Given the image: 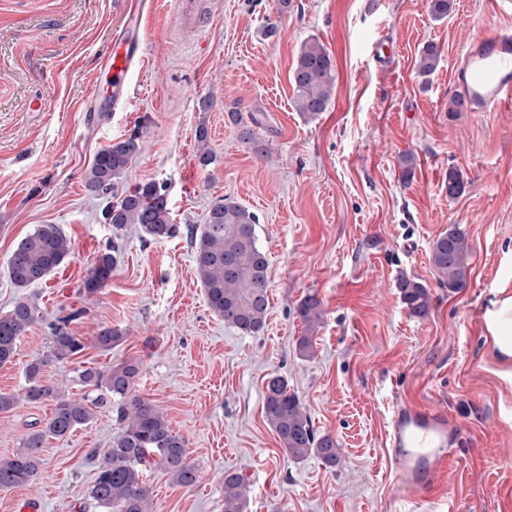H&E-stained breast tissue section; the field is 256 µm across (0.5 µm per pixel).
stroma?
<instances>
[{
    "label": "stroma",
    "instance_id": "35a3bbf8",
    "mask_svg": "<svg viewBox=\"0 0 512 512\" xmlns=\"http://www.w3.org/2000/svg\"><path fill=\"white\" fill-rule=\"evenodd\" d=\"M155 0L143 23L144 61L131 104L86 106L128 0H0V314L36 298L38 321L0 392L18 397L0 414V457L22 447L52 402L24 399V369L51 349V325L84 308L69 330L79 360L51 361L44 381L81 396L79 363L106 368L138 359L139 390L187 441L199 471L190 488L145 472L153 512H224V477L249 488L246 512H409L397 490L386 434L394 407L443 410L459 432L434 489V512H512V358L494 351L487 317L512 297V107L452 112V66L467 45L512 17L486 0H453L435 20L429 0ZM317 39L336 65L328 109L307 119L293 104L289 73L301 43ZM441 51L430 77L415 59ZM42 100L44 111L29 104ZM241 113L234 124L231 111ZM149 131L118 182L128 190L165 184L174 223L204 224L215 201L249 207L268 263L269 313L248 336L208 307L186 234L154 242L139 227L123 234L112 278L90 303L74 292L114 231L105 198L87 190L95 156ZM208 129L216 160L198 163L196 130ZM413 153L412 177L400 159ZM458 171L463 193L444 183ZM39 224L58 225L72 254L46 282L26 290L7 260ZM460 225L471 246L462 290L441 288L429 263L432 241ZM425 282L431 310L410 316L396 282ZM308 294L323 319L311 356H299L298 305ZM125 332L109 351L101 327ZM287 380L319 434L335 439L336 466L294 460L263 417L266 384ZM110 408L66 439H47L41 472L27 487L0 489V512L30 501L40 512H102L90 496L116 432ZM441 63V53L434 43H427L419 51L416 58V70L422 77L435 73Z\"/></svg>",
    "mask_w": 512,
    "mask_h": 512
}]
</instances>
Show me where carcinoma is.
<instances>
[{
  "label": "carcinoma",
  "instance_id": "1",
  "mask_svg": "<svg viewBox=\"0 0 512 512\" xmlns=\"http://www.w3.org/2000/svg\"><path fill=\"white\" fill-rule=\"evenodd\" d=\"M441 53L434 43L422 47L416 58V70L422 77L435 73ZM290 84L296 111L316 118L331 102L336 74L329 51L315 39L304 41L291 71ZM142 130L101 150L85 174V186L92 192L108 194L117 185L128 165L139 152ZM197 159L202 167L213 159L207 128L197 129ZM448 197H458L464 182L458 171L448 170L445 182ZM104 219L116 231L135 224L153 241L162 242L181 232L173 223L168 196L163 185L148 182L124 191L115 202H108ZM258 216L234 201L220 199L210 209L201 228L187 226L194 244V263L208 306L224 322L246 335L264 332L269 299L268 261L259 244ZM122 239L112 238L99 251L77 289V295L92 300L102 293L116 265ZM72 252L71 240L55 224H39L16 246L7 262L9 279L20 290L44 281L60 267ZM471 247L465 231L452 224L432 243L429 262L439 285L450 292L466 287ZM400 299L413 317L424 318L431 309V297L425 283L402 276L396 284ZM37 302L28 297L17 300L0 314V365L13 361L17 342L38 317ZM82 314L73 311L51 326L53 346L49 359L62 361L79 356L85 345L67 326ZM299 314L307 330L312 331L322 318L321 300L307 295L299 305ZM96 346L109 351L124 341V333L102 328L95 336ZM48 359H36L25 370L29 402L51 401L52 415L44 423H34L23 447L10 456L0 457V489H12L33 483L42 467L41 448L45 439H64L93 419V408L113 401L117 431L99 467L91 497L105 512H153L143 472L162 469L177 486L190 487L197 482L196 468L186 462V442L175 434L159 406L138 390L143 365L138 359L108 368L80 366L77 382L99 392L93 399L70 397L59 386L43 381ZM264 417L276 433L283 449L297 460L315 456L330 467L336 466L339 449L329 435L318 436L310 416L298 397L288 392L287 381L275 376L266 385ZM247 488L233 473L224 476V512H245Z\"/></svg>",
  "mask_w": 512,
  "mask_h": 512
}]
</instances>
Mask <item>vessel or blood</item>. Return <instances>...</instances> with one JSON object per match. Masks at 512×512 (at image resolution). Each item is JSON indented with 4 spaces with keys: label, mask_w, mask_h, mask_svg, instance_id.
<instances>
[{
    "label": "vessel or blood",
    "mask_w": 512,
    "mask_h": 512,
    "mask_svg": "<svg viewBox=\"0 0 512 512\" xmlns=\"http://www.w3.org/2000/svg\"><path fill=\"white\" fill-rule=\"evenodd\" d=\"M143 13L134 11L129 23L112 36L103 62L107 80L105 111L127 102L131 78L143 60ZM454 87L473 112H493L512 106V29L499 28L474 40L455 71ZM386 440L388 456L406 493H418L440 479L454 453L448 418L433 408L398 409Z\"/></svg>",
    "instance_id": "vessel-or-blood-1"
}]
</instances>
